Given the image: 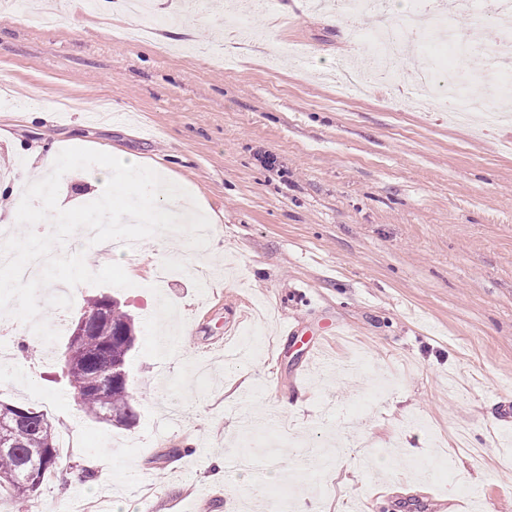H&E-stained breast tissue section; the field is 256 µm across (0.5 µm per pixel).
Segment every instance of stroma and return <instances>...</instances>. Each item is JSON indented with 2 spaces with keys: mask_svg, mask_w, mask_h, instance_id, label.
<instances>
[{
  "mask_svg": "<svg viewBox=\"0 0 512 512\" xmlns=\"http://www.w3.org/2000/svg\"><path fill=\"white\" fill-rule=\"evenodd\" d=\"M174 22L123 40L142 15L121 0H25L0 8V187L42 179L30 154L84 147L138 157L196 196L218 230L206 248L141 241L173 272L169 316L132 287L85 285L41 319L67 329L85 299L120 301L137 324L128 359L137 421L79 411L60 358L19 330L17 373L0 400L46 413L73 446L25 512L72 497L102 512H269L253 488L298 471L329 494L291 512H414L438 495L512 512V121H450L416 86L424 55L401 61V88L338 94L368 62L343 7L271 0L242 46L229 16L243 0H148ZM301 56L280 55L284 46ZM103 177L74 170L59 199H98ZM263 311L273 351L227 367L226 321ZM297 326V336L281 334ZM322 353L308 357L311 344ZM251 418L252 428L242 425ZM181 454L164 459L168 449ZM118 456L119 471L105 458ZM224 458L223 478L213 461ZM91 469L90 478L63 481Z\"/></svg>",
  "mask_w": 512,
  "mask_h": 512,
  "instance_id": "35a3bbf8",
  "label": "stroma"
}]
</instances>
